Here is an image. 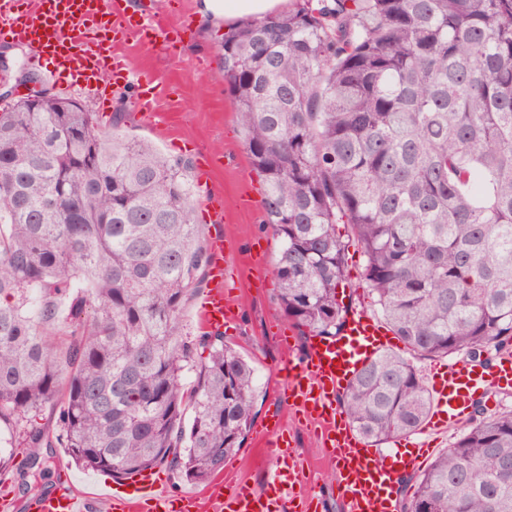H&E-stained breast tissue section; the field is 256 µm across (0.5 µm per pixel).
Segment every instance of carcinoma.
<instances>
[{
    "label": "carcinoma",
    "instance_id": "1",
    "mask_svg": "<svg viewBox=\"0 0 512 512\" xmlns=\"http://www.w3.org/2000/svg\"><path fill=\"white\" fill-rule=\"evenodd\" d=\"M223 50L280 308L340 333L356 248L405 353L373 357L341 409L374 447L411 435L432 408L415 360L512 350V0H294ZM30 101L0 106V424L114 478L203 482L240 452L257 385L224 334L180 330L209 265L188 162ZM46 407L51 433L30 419ZM406 484L401 512H512V411L477 407Z\"/></svg>",
    "mask_w": 512,
    "mask_h": 512
}]
</instances>
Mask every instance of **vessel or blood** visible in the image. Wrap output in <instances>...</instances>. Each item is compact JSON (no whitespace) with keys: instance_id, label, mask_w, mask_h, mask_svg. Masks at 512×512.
<instances>
[{"instance_id":"b4317fda","label":"vessel or blood","mask_w":512,"mask_h":512,"mask_svg":"<svg viewBox=\"0 0 512 512\" xmlns=\"http://www.w3.org/2000/svg\"><path fill=\"white\" fill-rule=\"evenodd\" d=\"M112 19V41L134 38L174 51L179 31L157 23L149 0L129 9L126 0H0V37L34 47L39 58L51 60L57 72L69 73L102 104L108 98L103 75L114 83H125L129 72L125 61L100 47L102 20ZM206 220L215 233L207 245L210 285L200 300L203 324L223 331L236 316L225 297L224 202L208 201ZM390 343L388 331L363 311L350 312L342 331L335 336L316 337L302 361L286 362L283 399L290 412L303 418L316 433L322 447L336 462L334 481L345 512H399V480L416 471L421 459L434 447L436 434L465 423L476 396L489 391L512 390V355L499 358L492 370L473 363L436 365L431 370V397L435 407L429 437L408 443L389 453L365 444L342 413L338 399L359 367ZM279 460L264 486L239 485L230 494L215 491L217 512H317L320 502L302 486L303 466L291 450L288 431L275 421L268 431ZM28 512H80V502L71 485H56L49 493L32 497ZM112 512H197L195 496H172L159 486L152 473H144L114 490Z\"/></svg>"}]
</instances>
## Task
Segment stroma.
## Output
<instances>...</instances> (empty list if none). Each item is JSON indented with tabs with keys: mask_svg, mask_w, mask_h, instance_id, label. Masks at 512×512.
Listing matches in <instances>:
<instances>
[{
	"mask_svg": "<svg viewBox=\"0 0 512 512\" xmlns=\"http://www.w3.org/2000/svg\"><path fill=\"white\" fill-rule=\"evenodd\" d=\"M152 2L158 22L184 28L183 41L171 54L136 40L119 46L117 52L126 60L131 77L125 88L113 93L109 110L125 113L122 133L147 140L166 156L188 161V178L197 187V209H204L210 197H223L227 275L236 283L228 301L237 315L236 322L225 330L224 340L251 359L258 386L251 430L239 454L225 462L214 483L191 485L172 474L167 488L174 494L200 496L206 503L216 483L227 493L241 482L262 487L277 454L263 429L281 413L310 486L322 497L320 512H342L333 482L334 460L311 432L287 417L281 400L280 368L287 359H300L311 337L297 332L287 343L280 337L281 330L290 329L291 324L278 302L274 273L277 243L265 222L262 179L250 162L232 100L219 77L224 28L197 23L200 0ZM30 54L29 47L0 39V56L7 63L6 70H0V88L12 91L17 99L27 96L28 86L19 84L18 79L33 70L45 87L79 97L88 110H95V103L79 88L68 87L63 79L47 78L45 69H32ZM143 90L156 95L154 118L137 110ZM6 454L9 461L0 465V478H9L16 486L14 512H25L26 500L50 489L63 473L69 476L84 512H108L113 479L80 467L66 449L42 451L39 468L30 474L25 471L28 449L10 447Z\"/></svg>",
	"mask_w": 512,
	"mask_h": 512,
	"instance_id": "obj_1",
	"label": "stroma"
}]
</instances>
